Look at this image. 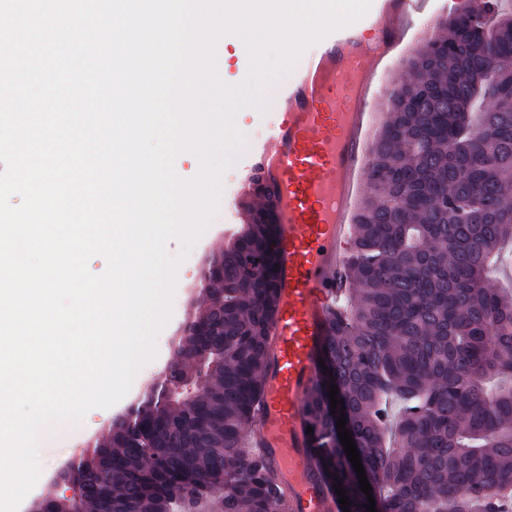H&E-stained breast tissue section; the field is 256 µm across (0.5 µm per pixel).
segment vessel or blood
I'll return each instance as SVG.
<instances>
[{
	"instance_id": "1",
	"label": "vessel or blood",
	"mask_w": 512,
	"mask_h": 512,
	"mask_svg": "<svg viewBox=\"0 0 512 512\" xmlns=\"http://www.w3.org/2000/svg\"><path fill=\"white\" fill-rule=\"evenodd\" d=\"M421 11L422 0H376L368 15L325 35L295 79L276 88L279 118L243 163L238 196L260 185L275 205L280 301L265 397L246 445L276 462L291 512H327L331 498L308 476L305 403L345 285L378 76Z\"/></svg>"
}]
</instances>
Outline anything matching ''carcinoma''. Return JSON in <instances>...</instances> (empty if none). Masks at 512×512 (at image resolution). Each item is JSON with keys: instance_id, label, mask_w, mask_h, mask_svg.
Returning a JSON list of instances; mask_svg holds the SVG:
<instances>
[{"instance_id": "cac0c4a2", "label": "carcinoma", "mask_w": 512, "mask_h": 512, "mask_svg": "<svg viewBox=\"0 0 512 512\" xmlns=\"http://www.w3.org/2000/svg\"><path fill=\"white\" fill-rule=\"evenodd\" d=\"M402 61L370 145L357 206L345 313L331 318L306 415L310 474L367 496L338 442L344 417L377 512H512V294L486 282L512 238V0L439 20ZM214 253L224 280L202 292L174 342L170 375L133 421L82 451L74 491L43 512H289L274 461L243 447L262 402L277 312L274 204ZM344 405L331 413L327 391Z\"/></svg>"}]
</instances>
